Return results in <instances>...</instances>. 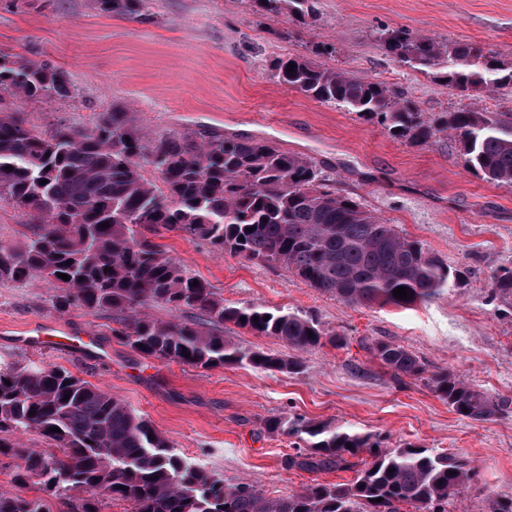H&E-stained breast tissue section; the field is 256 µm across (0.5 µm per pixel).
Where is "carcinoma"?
Returning <instances> with one entry per match:
<instances>
[{
    "label": "carcinoma",
    "instance_id": "1",
    "mask_svg": "<svg viewBox=\"0 0 512 512\" xmlns=\"http://www.w3.org/2000/svg\"><path fill=\"white\" fill-rule=\"evenodd\" d=\"M252 2L269 15L287 14L296 27L317 25L314 0ZM97 4L104 13L134 19L143 15L146 0ZM376 41L386 54L436 75L464 97L512 88V63L480 43L436 41L404 27L384 28ZM335 52L330 42H314L306 54L276 60L274 77L411 145L447 133L459 144L465 168L490 183L512 184V112L463 108L427 117L402 91L318 61ZM290 63L296 64L291 72ZM0 91L49 100L67 95L69 87L65 72L48 62L1 54ZM145 164L162 186L142 174ZM3 198L25 209L35 225L22 247L0 244L1 282L53 279L58 307L77 303L91 313L118 315L116 334L135 352L194 368L244 362L268 371L300 366L224 340L226 323L298 350L339 347L343 340L295 311L225 304L152 235L184 232L216 251L281 265L305 285L353 306L408 308L441 295L453 277L421 241L356 200L327 190L310 159L252 138L205 141L187 132L147 140L119 110L101 113L88 129L60 123L46 134L27 127L21 113L0 109ZM105 222L109 227H102ZM398 287L407 288L411 298H396ZM491 290L512 297V268L494 276ZM147 302L172 312L194 310L197 320H155L141 311ZM368 350L398 377L426 372L400 345L375 342ZM427 381L464 418L487 422L512 410L511 402L472 387L452 370L434 372ZM265 427L295 438L286 467L351 470L354 478L313 482L268 499L252 483L224 485L222 476L176 453L122 400L62 367L0 372V455L22 460L10 473L11 483L34 485L57 500L85 493L71 512H101L104 499L124 501L131 512H448V499L475 478L474 469L454 454L410 443L386 448L371 432L302 416L272 417ZM10 432L36 433L52 447L18 448L2 437ZM0 512L53 510L41 495L0 492Z\"/></svg>",
    "mask_w": 512,
    "mask_h": 512
}]
</instances>
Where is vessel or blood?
<instances>
[{"instance_id": "b4317fda", "label": "vessel or blood", "mask_w": 512, "mask_h": 512, "mask_svg": "<svg viewBox=\"0 0 512 512\" xmlns=\"http://www.w3.org/2000/svg\"><path fill=\"white\" fill-rule=\"evenodd\" d=\"M15 342L19 346L36 350L50 349L79 355L106 356L108 348L101 343L94 333L83 331L75 332L68 326L53 320L38 319L31 321L19 335Z\"/></svg>"}]
</instances>
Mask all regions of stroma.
<instances>
[{
    "instance_id": "stroma-1",
    "label": "stroma",
    "mask_w": 512,
    "mask_h": 512,
    "mask_svg": "<svg viewBox=\"0 0 512 512\" xmlns=\"http://www.w3.org/2000/svg\"><path fill=\"white\" fill-rule=\"evenodd\" d=\"M316 8V28L297 34L287 16L264 15L251 0H148L136 19L101 13L96 0H0V52L62 67L72 86L66 98L7 95L0 107L40 131L60 121L87 129L118 107L150 139L192 132L270 141L312 160L336 195L423 241L456 275L447 290L408 309L350 306L282 266L167 233L163 247L225 302L301 312L344 336L345 346L300 351L228 324L226 340L298 360V370L197 369L140 356L114 336L116 316L59 309L56 282L36 279L0 282V326L56 320L95 331L111 356L38 352L0 340V370L64 367L110 390L225 484L252 481L270 499L314 481L352 477L285 466L291 440L264 423L298 414L378 434L390 448L410 442L459 456L476 477L449 499L448 512H486L488 498L512 497V415L463 418L424 381L395 378L366 346L378 340L404 346L428 371L454 370L472 386L512 400V299L490 288L494 274L512 267V186L466 170L452 137L423 147L395 140L378 125L276 82L270 65L304 53L309 41H326L336 46L327 66L386 82L426 115L468 106L512 112V93L459 97L383 54L374 39L379 29L405 27L437 40L479 42L512 61V0H317Z\"/></svg>"
}]
</instances>
